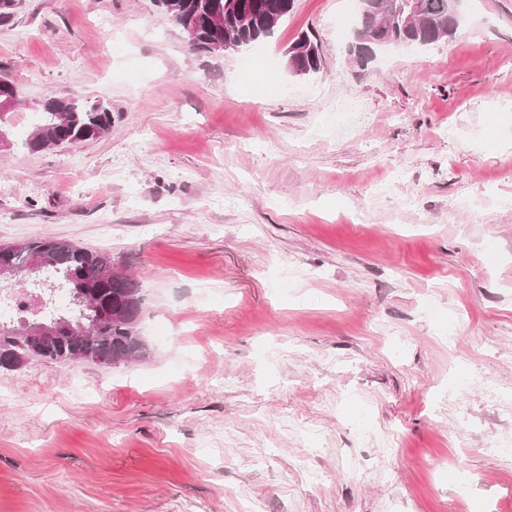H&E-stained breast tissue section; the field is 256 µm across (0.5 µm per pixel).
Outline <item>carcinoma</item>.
Returning a JSON list of instances; mask_svg holds the SVG:
<instances>
[{"label": "carcinoma", "instance_id": "1", "mask_svg": "<svg viewBox=\"0 0 512 512\" xmlns=\"http://www.w3.org/2000/svg\"><path fill=\"white\" fill-rule=\"evenodd\" d=\"M226 0H191L190 7L178 11L166 5L159 7L169 21L178 26L192 18L201 30L194 41H187L190 49L209 52L212 33L206 28V18L218 13L224 17V30L231 36L258 37V42L269 38L276 27L294 7V0H235L240 13L224 11ZM423 12L418 23L407 20L409 6L406 0H379L381 18L375 22V33L396 40H413L422 45L434 43L445 34L452 37L462 26L463 16L449 13L448 0H422ZM288 48V70L305 69L312 74L320 70L319 50L309 36L303 35ZM42 121L26 139L30 151H43L60 144H75L99 138L112 129V107L100 100L77 97H50L42 103ZM112 254L106 250H92L73 242L43 237L28 242L0 245V268L12 270L11 281L26 295L31 286L61 284L70 293L71 303L64 317L71 326L82 324L85 334L59 342H49L36 348L22 337L26 326L50 322L52 312L40 309L30 320L5 324L0 321V366L16 367L29 359H40L70 365L88 362L110 366L116 362L125 365L143 356L145 345L139 324L104 320L97 316L89 300L101 296L111 310L132 309L143 312L144 293L139 282L130 275L112 278Z\"/></svg>", "mask_w": 512, "mask_h": 512}]
</instances>
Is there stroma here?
Segmentation results:
<instances>
[{"label":"stroma","mask_w":512,"mask_h":512,"mask_svg":"<svg viewBox=\"0 0 512 512\" xmlns=\"http://www.w3.org/2000/svg\"><path fill=\"white\" fill-rule=\"evenodd\" d=\"M356 9L295 0L256 59L190 50L153 0L0 22V244L110 251L148 342L0 370V512H512V0L364 68ZM52 96L111 132L23 148ZM303 42L300 47H293ZM315 43L310 39L309 36L303 35L298 37L288 48L287 52V66L288 71L292 74L293 69H305L310 73L306 76L317 73L320 70V57L319 50L314 45ZM309 48H314L311 51ZM298 51H303L305 54H299ZM308 54V55H307ZM310 55V56H309ZM313 56V57H311ZM293 75V74H292Z\"/></svg>","instance_id":"stroma-1"}]
</instances>
